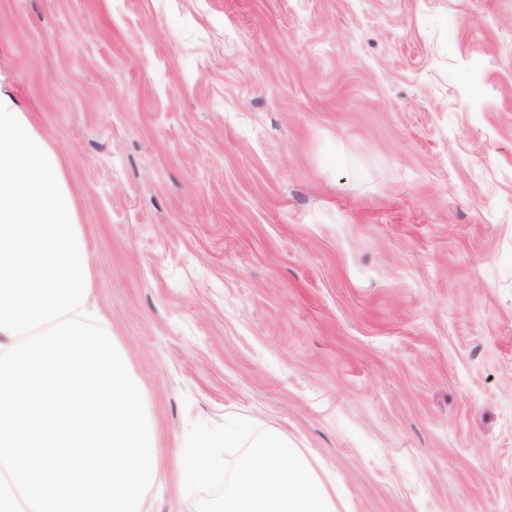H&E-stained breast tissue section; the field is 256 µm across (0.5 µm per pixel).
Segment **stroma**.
<instances>
[{"label": "stroma", "instance_id": "stroma-1", "mask_svg": "<svg viewBox=\"0 0 512 512\" xmlns=\"http://www.w3.org/2000/svg\"><path fill=\"white\" fill-rule=\"evenodd\" d=\"M161 448L286 436L338 512H512V0H0Z\"/></svg>", "mask_w": 512, "mask_h": 512}]
</instances>
